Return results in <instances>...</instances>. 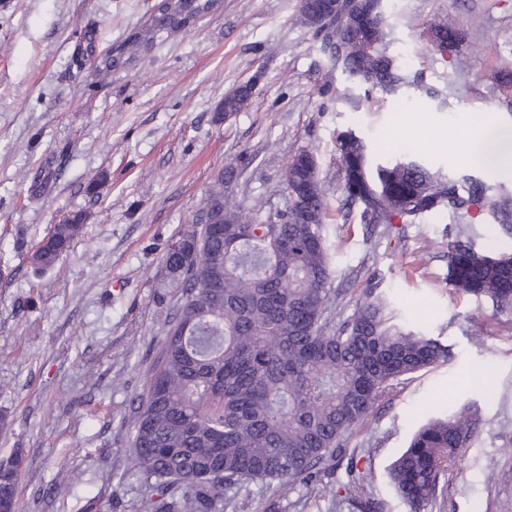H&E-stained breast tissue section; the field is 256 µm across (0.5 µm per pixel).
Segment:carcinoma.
Returning <instances> with one entry per match:
<instances>
[{
  "label": "carcinoma",
  "mask_w": 512,
  "mask_h": 512,
  "mask_svg": "<svg viewBox=\"0 0 512 512\" xmlns=\"http://www.w3.org/2000/svg\"><path fill=\"white\" fill-rule=\"evenodd\" d=\"M213 0H174L155 15L159 31L176 29L208 11ZM346 22L321 25L318 0H301V17L321 37V49L342 73L369 92L393 95L420 86L389 52L375 18L355 20L358 4H346ZM431 49L464 66V34L446 23L425 28ZM127 46L99 56L97 71L122 62ZM253 88L224 96L235 115ZM336 155L346 202L369 197L367 224H411L425 214L490 211L512 238V196L493 199L472 176L459 182L403 153L371 166V148L353 131L337 136ZM316 155L295 154L288 185L296 200L275 214L243 205L229 184L235 167L219 173L201 202V219L178 232L181 248L167 249L165 274L180 289L176 317L166 322L161 349L134 407L128 439L139 478L158 492L145 512H224L228 491L271 484L283 496L330 470L346 453L352 430L391 396L402 377L446 357L437 340L392 323L382 298L367 294L345 320L330 288L332 269L323 235L325 194ZM84 229L73 214L53 226L31 256L53 268ZM464 227L448 242V284L488 298L498 311L512 310V252L472 256ZM469 416L435 418L414 433L394 460L389 478L413 512L437 497L440 480L468 440ZM21 462L0 474V498L14 507ZM363 472L342 486L343 499L362 512H384L369 496Z\"/></svg>",
  "instance_id": "obj_1"
}]
</instances>
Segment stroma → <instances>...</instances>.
I'll return each instance as SVG.
<instances>
[{"mask_svg": "<svg viewBox=\"0 0 512 512\" xmlns=\"http://www.w3.org/2000/svg\"><path fill=\"white\" fill-rule=\"evenodd\" d=\"M158 0H0V461L21 455L15 512H141L153 489L126 452L132 403L143 391L178 293L163 287L173 235L196 218L225 163L246 164L231 189L246 204L288 205L284 173L313 151L327 211L323 223L341 317L367 292L395 323L438 339L448 356L405 376L352 431L330 483L368 472L385 512H410L387 477L428 418L467 412L470 437L425 512H512V312L448 284V243L467 227L476 249L512 250L490 215H426L391 229L348 206L336 136L355 130L378 163L407 150L450 178L476 177L512 192V175L459 161L446 131L493 113L512 129L500 87L512 72V0H382L390 51L421 87L374 92L353 110L324 85L346 88L320 50L299 0H219L188 29L133 50L96 74L85 55L145 30ZM466 34L467 65L431 50L427 23ZM254 85L245 110L216 120L225 92ZM82 213L85 228L57 265L30 257L54 224ZM491 392L468 382L473 369ZM360 512L329 491L250 486L234 512Z\"/></svg>", "mask_w": 512, "mask_h": 512, "instance_id": "35a3bbf8", "label": "stroma"}]
</instances>
